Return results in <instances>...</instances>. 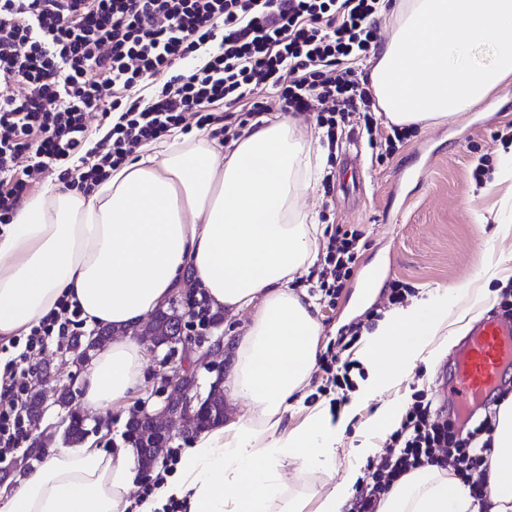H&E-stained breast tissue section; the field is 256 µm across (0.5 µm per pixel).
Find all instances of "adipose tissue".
<instances>
[{"mask_svg": "<svg viewBox=\"0 0 512 512\" xmlns=\"http://www.w3.org/2000/svg\"><path fill=\"white\" fill-rule=\"evenodd\" d=\"M391 40L373 59L377 107L399 126H427L470 111L512 80V0H395ZM492 54L476 59L474 49ZM328 150L291 113L256 118L221 152L201 134L147 145L91 193L58 178L0 225V340L26 335L61 299L78 303L92 328L116 336L84 372L81 406L108 417L137 383L143 346L126 332L163 306L192 272L214 307L252 309L234 351L226 393L248 412L202 431L173 476L136 512L183 499L189 512H347L361 476L336 464V443L362 400L392 386L435 342L466 327L458 289L390 311L355 357L371 378L337 413L315 407L293 428L317 368L322 327L315 304L292 283L315 266L323 230L298 199L325 176ZM485 479L475 503L449 470L424 466L395 482L376 512H512V397L501 403ZM325 475L313 500L292 491L285 469ZM234 496H225L226 487ZM127 449L92 443L51 449L0 512H123L133 490Z\"/></svg>", "mask_w": 512, "mask_h": 512, "instance_id": "1", "label": "adipose tissue"}]
</instances>
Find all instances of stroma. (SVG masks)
Instances as JSON below:
<instances>
[{"label": "stroma", "instance_id": "obj_1", "mask_svg": "<svg viewBox=\"0 0 512 512\" xmlns=\"http://www.w3.org/2000/svg\"><path fill=\"white\" fill-rule=\"evenodd\" d=\"M409 132L381 161L339 140L329 154L330 181L299 200L328 229L341 224L362 234L353 273L337 300L318 295L317 271L293 283L315 299L322 348L335 347L344 325L390 312L395 282L409 285L418 300L437 288L484 290L483 300L473 304L480 316L512 310V268L502 262L512 255V234L497 231L512 225V184L493 177L512 153V81L471 111ZM479 166L487 171L480 181L474 177ZM463 341L455 336L450 349L426 356L398 385L365 401L338 443L340 462L365 445L384 447L387 432L371 425L383 405L412 403L422 391L436 406H447L444 386Z\"/></svg>", "mask_w": 512, "mask_h": 512}]
</instances>
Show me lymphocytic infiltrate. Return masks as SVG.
Returning a JSON list of instances; mask_svg holds the SVG:
<instances>
[{
  "label": "lymphocytic infiltrate",
  "instance_id": "obj_1",
  "mask_svg": "<svg viewBox=\"0 0 512 512\" xmlns=\"http://www.w3.org/2000/svg\"><path fill=\"white\" fill-rule=\"evenodd\" d=\"M381 0H0V224L11 223L24 195L55 174L66 188L91 192L144 144L208 130L230 144L245 120L268 112L267 89L286 110L317 111L335 138L372 97L352 63L375 49ZM105 129L86 144V119ZM357 229L336 227L326 243L318 282L334 298L357 259ZM82 325L78 305L61 302L25 340L0 383V459L28 432L22 405L27 379L50 345H62ZM494 426L473 418L465 434L432 416L424 393L403 414L379 462L367 464L350 512H375L378 498L408 472L445 465L454 449L455 476L472 496L487 495L473 480L485 470Z\"/></svg>",
  "mask_w": 512,
  "mask_h": 512
}]
</instances>
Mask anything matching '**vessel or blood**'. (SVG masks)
I'll return each instance as SVG.
<instances>
[{
  "mask_svg": "<svg viewBox=\"0 0 512 512\" xmlns=\"http://www.w3.org/2000/svg\"><path fill=\"white\" fill-rule=\"evenodd\" d=\"M512 371V322L485 316L462 348L451 377L454 416H467L487 402L506 372Z\"/></svg>",
  "mask_w": 512,
  "mask_h": 512,
  "instance_id": "1",
  "label": "vessel or blood"
}]
</instances>
